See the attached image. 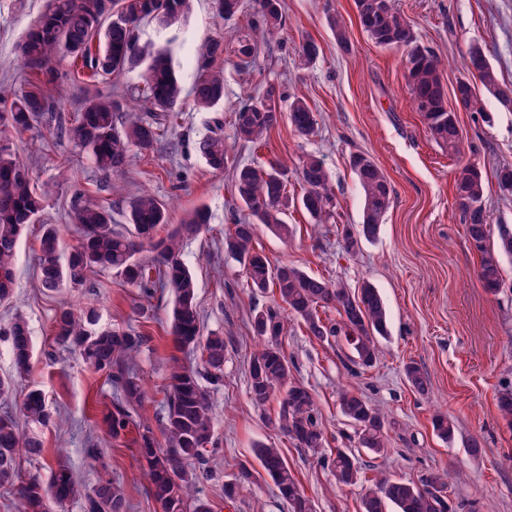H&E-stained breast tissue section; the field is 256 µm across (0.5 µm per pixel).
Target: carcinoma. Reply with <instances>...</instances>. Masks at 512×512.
I'll return each mask as SVG.
<instances>
[{"instance_id":"obj_1","label":"carcinoma","mask_w":512,"mask_h":512,"mask_svg":"<svg viewBox=\"0 0 512 512\" xmlns=\"http://www.w3.org/2000/svg\"><path fill=\"white\" fill-rule=\"evenodd\" d=\"M218 16H235L242 0H213ZM190 0H47V6L34 27L18 45L23 65L30 71L27 86L21 89L0 84V301L14 291V263L17 247L26 226L37 221L45 207V196L37 191L29 168L20 162L9 142L1 135L30 129L34 122L53 111L54 92L62 76L53 66L58 57L81 62L82 69L95 81H111L109 92L87 98L65 133L86 150L104 177L126 173L133 151L150 154L157 150L166 124L173 122L182 104V86L168 56L160 51L144 53L139 46L138 25L145 18L169 23L186 14ZM359 23L376 46L402 53L407 88L415 111L426 129L448 155L459 157L464 143L456 109L448 107V91L443 83L442 63L423 45L413 26L399 11L395 0H355ZM281 0H255V29L266 40L279 33ZM319 55L312 40L301 43L299 60L309 65ZM224 41L213 38L198 47L195 54L197 79L193 104L209 110L224 101ZM146 65L140 84L133 89L116 86L120 78ZM468 77L457 82L453 95L457 109L481 112L479 88L490 93L502 108L507 104L501 84L481 49L473 47L464 58ZM155 112L143 117L139 111ZM282 119L278 96L273 88L240 102L232 113L237 139L259 143ZM288 121L301 138L312 136L317 119L308 104L296 99L288 108ZM207 165L223 171L228 162L224 138L210 136L200 142ZM351 171L363 195L362 224L340 228L346 252L372 242L381 232L393 195L391 183L382 168L369 156L355 154ZM298 176L304 186L300 205L316 224L334 218L336 201L329 188L330 176L320 158L302 156ZM234 187L247 217L224 234V250L240 265L247 287L263 293L272 289L281 305L269 306L255 314L254 334L263 345L251 357L248 393L263 405L277 393L283 395L276 417L268 424L282 431L298 448L316 451L326 439L309 390L297 382L278 339L284 330L282 311L300 321L321 343L344 335L352 351L351 362L370 368L379 355V340L389 335L385 302L369 282L351 290L340 281L314 277L295 266L274 265L254 247L259 225L286 236L289 225L288 169L281 162L267 168L243 164L235 168ZM455 200L464 221L470 249L477 254V276L483 288L497 293L504 283L502 256H512V229L502 226L497 242H491V228L485 205V178L475 164L463 165L455 179ZM75 223L81 225V239L62 262L57 230L43 226L39 241L38 275L41 286L55 290L67 284L80 285L89 274L102 270L119 273L125 282L147 296L169 290L173 297L171 335L178 349L200 352L201 366L177 365L170 374L169 392L164 404L157 439L152 428L135 419L145 390L134 373L133 355L142 345V336L130 332L89 330L88 317L78 318L70 308H62L54 320L56 339L78 353L96 371H103L113 388L114 411L108 430L114 437L135 427L141 430L140 451L147 462L149 494L160 512H211L205 501L194 496L204 465L218 452L213 442V420L207 387L224 385V336L204 334L196 299L194 275L182 254L183 242L197 236L208 224L205 209L197 208L179 224L170 223V207L149 192L136 194L128 204L127 227L120 231L112 219V208L77 200L72 207ZM151 253L148 261L139 255ZM332 307L339 315L334 324L323 322L319 310ZM8 337L17 375L29 370L33 351L27 322L17 317L0 331ZM410 385L420 394L428 389L427 374L416 364L405 368ZM340 411L354 427L358 447L375 455L388 448L387 417L363 396L346 392L340 397ZM502 418L512 425V387L497 396ZM51 420L45 395L29 391L22 406V419L9 413L0 415V486L14 490L20 512H51L75 495V482L69 469L60 465L45 484L36 477L19 479L16 458L38 457L42 442L35 429ZM433 431L450 443L456 427L448 416L434 417ZM255 454L263 471L274 482L288 512H316L314 502L301 491L288 462L279 449L256 446ZM343 486L362 482L361 467L349 448H338L323 458ZM452 475L432 472L420 483L380 478L362 498L363 512H449L447 493ZM121 485L110 478L98 479L93 494L86 498L84 512H126Z\"/></svg>"}]
</instances>
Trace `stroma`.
I'll list each match as a JSON object with an SVG mask.
<instances>
[{
    "label": "stroma",
    "instance_id": "stroma-1",
    "mask_svg": "<svg viewBox=\"0 0 512 512\" xmlns=\"http://www.w3.org/2000/svg\"><path fill=\"white\" fill-rule=\"evenodd\" d=\"M421 42L446 64L448 86L463 78V59L478 45L503 83L512 84V0H396ZM47 0H0V82L25 85L27 69L17 58V45L44 12ZM341 15L349 49H342L329 25ZM254 0H244L232 19L218 17L212 0H193L189 14L163 25L140 23L141 43L167 50L184 92L196 79L194 48L220 37L226 49L250 37L254 57L247 68L224 66V101L209 112L184 105L173 128L166 130L154 155H133L125 175L103 178L88 155L60 133L70 125L91 88L72 80L56 99L50 120L14 135V148L45 195L39 223L22 235L15 262L12 300L0 302V326L23 317L32 332L33 353L27 374L17 376L9 341L0 339V377L13 378L12 392L0 399V414H18L30 388L41 389L53 418L39 429L41 456L19 457L21 477L49 481L57 463H67L80 494L53 512H83L99 473L120 482L127 512H160L148 493L147 463L141 457L137 429L114 438L105 421L113 410L112 386L105 373L87 366L78 354L59 344L54 318L65 306L78 314L93 313L95 328L133 330L143 338L134 370L146 396L138 414L159 425L172 362L198 361L197 353L177 349L170 335L172 297L159 293L147 299L119 275L104 271L80 287L50 292L37 275L42 227L55 225L62 254L79 239L72 215L76 195L110 206L116 224L126 222L133 195L149 191L168 202L172 223L202 207L210 216L204 231L184 245V258L196 281L197 302L205 331L224 336V385L211 390L214 438L220 448L210 458L208 474L197 495L212 512H288V505L263 472L256 444L279 448L301 490L317 512H361L363 486L337 485L319 455L303 450L268 426L280 409V397L254 404L248 394V368L259 344L252 316L274 305L273 294H252L238 263L224 251V232L241 213L234 196L233 170L240 163L266 166L285 160L296 164L312 153L330 174L336 199L335 220L313 225L301 207L291 208V233L281 239L259 228L254 239L276 264H290L309 274L342 281L357 289L370 282L379 289L389 314L390 335L380 343L376 364L362 369L350 361L346 341L320 343L304 325L289 320L279 341L293 375L312 393L326 436V451L354 449L367 475L418 480L437 470L455 471L448 499L455 512H512V426L499 415L497 394L512 385V258L504 259L505 284L488 294L476 277L478 257L466 241L455 202L454 178L460 163L471 162L487 175L485 203L491 226H512V195L500 191L494 172L512 166V111L483 94L481 112H459L466 134L461 158H454L427 133L413 109L402 56L374 46L362 30L354 0H284L283 28L278 40L266 42L252 29ZM313 40L316 62L300 65L297 48ZM275 88L284 98L299 97L316 112L318 128L307 139L295 135L288 120L270 131L267 144L255 149L236 143L223 171L209 168L199 152L200 141L220 135L231 139V110L247 96ZM370 155L387 174L393 198L379 237L345 254L336 228L362 222L363 198L350 169L351 154ZM420 366L430 380L419 395L404 374L406 364ZM360 393L387 414L389 445L376 456L357 445L353 427L342 415V391ZM448 415L456 426L453 443L433 431L432 420ZM479 437L484 451L472 457L470 437ZM253 482L233 498L224 488L241 467Z\"/></svg>",
    "mask_w": 512,
    "mask_h": 512
}]
</instances>
